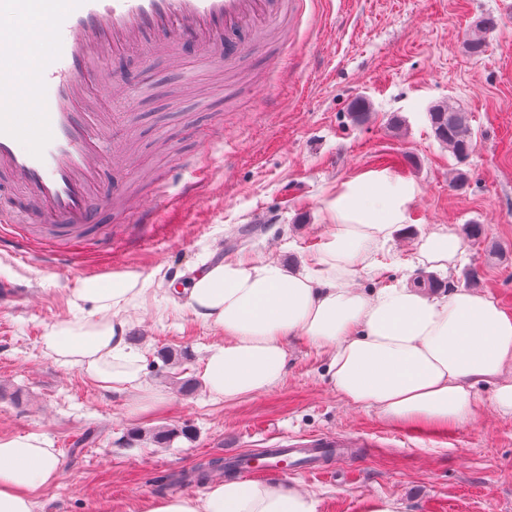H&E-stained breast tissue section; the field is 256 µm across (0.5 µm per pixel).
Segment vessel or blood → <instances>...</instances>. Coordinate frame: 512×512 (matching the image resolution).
Listing matches in <instances>:
<instances>
[{"instance_id":"b4317fda","label":"vessel or blood","mask_w":512,"mask_h":512,"mask_svg":"<svg viewBox=\"0 0 512 512\" xmlns=\"http://www.w3.org/2000/svg\"><path fill=\"white\" fill-rule=\"evenodd\" d=\"M18 17L52 45L30 81L0 80V176L28 202L0 217V247L28 254L29 237L9 231L16 219L43 231L54 266L75 265L65 242L97 233L112 206L105 177L113 155L104 144L113 128L106 112L116 89L112 62L131 48L168 49L182 65L191 45L212 62L232 63L244 50L249 24L280 22L287 0H14ZM15 34L0 32V73L16 70ZM323 444L301 441L273 456L248 457L251 471L294 457L317 458Z\"/></svg>"}]
</instances>
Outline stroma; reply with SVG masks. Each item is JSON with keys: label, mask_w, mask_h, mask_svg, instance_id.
<instances>
[{"label": "stroma", "mask_w": 512, "mask_h": 512, "mask_svg": "<svg viewBox=\"0 0 512 512\" xmlns=\"http://www.w3.org/2000/svg\"><path fill=\"white\" fill-rule=\"evenodd\" d=\"M487 16L497 25L485 52L470 56L465 42ZM113 71L141 77L146 91L125 107L108 140L126 156L112 173L119 192L103 217L111 244L82 246L77 270L0 250V280L20 287L0 300V438L50 440L60 478L38 491L42 512H144L154 496L200 493L188 474L226 451L336 437L348 445L322 462V475L291 467L266 480L299 482L315 493L319 512H365L392 497L405 512H512V418L494 409L490 386H477L480 405L462 424L394 422L345 404L326 354L298 336L277 388L214 403L200 378L214 336L176 309L168 290L240 254L301 267L325 240L328 196L386 170L417 187L414 230L443 224L463 238L462 262L451 275H434V288L466 287L474 267L478 290L512 314V10L505 0H296L288 31L252 41L234 68L208 66L189 47L178 68L165 53L134 51ZM361 101L370 118L358 124L350 114ZM442 101L468 113L476 142L460 187L451 184L456 162L428 120ZM139 202L153 206L154 223H137ZM471 223L478 236L465 235ZM413 250L411 238L394 237L356 287L413 284ZM124 272L147 283L124 313L142 382L167 398L145 413L136 409L138 391L102 389L81 368L57 364L42 342L54 324L75 317L76 280ZM165 350L177 353V364H164ZM163 426L193 436L164 447L149 438Z\"/></svg>", "instance_id": "obj_1"}]
</instances>
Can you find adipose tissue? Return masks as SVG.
<instances>
[{
	"instance_id": "ef3b65f1",
	"label": "adipose tissue",
	"mask_w": 512,
	"mask_h": 512,
	"mask_svg": "<svg viewBox=\"0 0 512 512\" xmlns=\"http://www.w3.org/2000/svg\"><path fill=\"white\" fill-rule=\"evenodd\" d=\"M416 193L414 183L390 173H367L327 200L326 239L302 268L242 255L189 280L184 307L216 337L201 375L212 400L231 404L275 389L288 368V341L300 336L328 354L330 380L348 405L445 428L476 412L472 386L486 382L492 405L512 417V314L490 294L354 285L359 271L374 269L380 246L408 231ZM464 252L460 238L438 224L416 237L413 264L448 274ZM145 290L135 273L76 280L71 302L89 312L53 325L44 338L51 358L84 369L103 389L139 390L142 412L166 401L142 386L121 316ZM59 477L44 435L0 438V512H39L37 490ZM144 512H318V501L296 483L227 477L197 495L154 497Z\"/></svg>"
}]
</instances>
